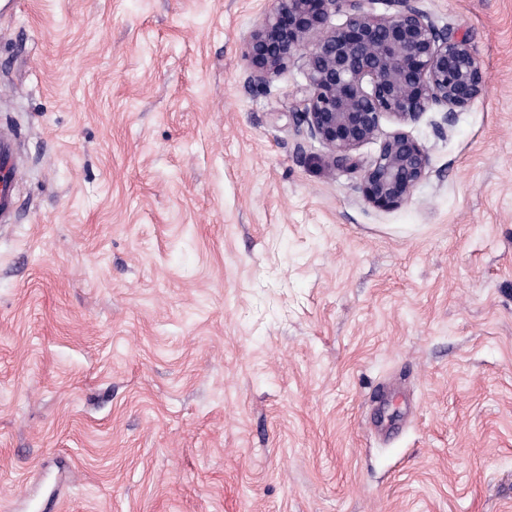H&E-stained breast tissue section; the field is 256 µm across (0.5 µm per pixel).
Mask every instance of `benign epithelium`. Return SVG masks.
<instances>
[{
  "mask_svg": "<svg viewBox=\"0 0 512 512\" xmlns=\"http://www.w3.org/2000/svg\"><path fill=\"white\" fill-rule=\"evenodd\" d=\"M386 3L389 12L374 14L364 0H275L244 47L250 87L298 66L304 134L326 149V166L361 169L363 200L382 210L401 205L429 173L425 148L404 126L434 110L443 134L485 87L466 36L438 26L419 0ZM338 14L345 20L336 25ZM385 120L396 129L384 135ZM376 139L377 155L360 162L355 152Z\"/></svg>",
  "mask_w": 512,
  "mask_h": 512,
  "instance_id": "obj_1",
  "label": "benign epithelium"
}]
</instances>
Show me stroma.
Returning a JSON list of instances; mask_svg holds the SVG:
<instances>
[{
    "mask_svg": "<svg viewBox=\"0 0 512 512\" xmlns=\"http://www.w3.org/2000/svg\"><path fill=\"white\" fill-rule=\"evenodd\" d=\"M484 93L397 209L326 167L273 0L0 19V512H512V0H420ZM15 135L0 123V222L12 219L15 198L12 183L17 177Z\"/></svg>",
    "mask_w": 512,
    "mask_h": 512,
    "instance_id": "stroma-1",
    "label": "stroma"
}]
</instances>
